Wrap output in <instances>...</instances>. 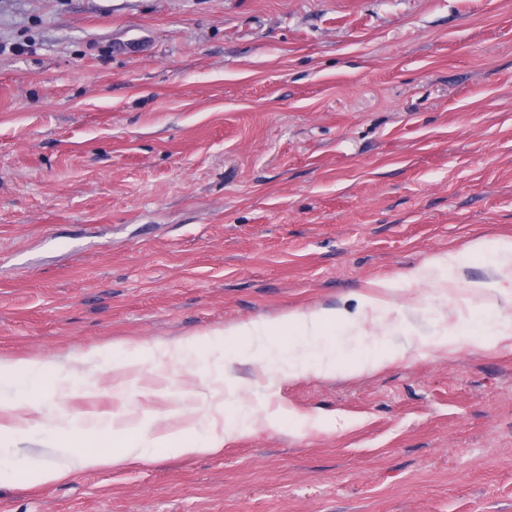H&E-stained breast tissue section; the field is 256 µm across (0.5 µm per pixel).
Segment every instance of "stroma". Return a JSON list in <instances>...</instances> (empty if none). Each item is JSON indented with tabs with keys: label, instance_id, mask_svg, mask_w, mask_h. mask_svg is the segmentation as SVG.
Instances as JSON below:
<instances>
[{
	"label": "stroma",
	"instance_id": "obj_1",
	"mask_svg": "<svg viewBox=\"0 0 512 512\" xmlns=\"http://www.w3.org/2000/svg\"><path fill=\"white\" fill-rule=\"evenodd\" d=\"M480 238L512 241V0H0L1 360L108 366L403 286L326 375L274 343L195 353L244 380L220 454L35 483L56 458L18 435L0 512H512V322L465 288L495 278ZM161 373L91 397L74 375L45 422L194 419Z\"/></svg>",
	"mask_w": 512,
	"mask_h": 512
}]
</instances>
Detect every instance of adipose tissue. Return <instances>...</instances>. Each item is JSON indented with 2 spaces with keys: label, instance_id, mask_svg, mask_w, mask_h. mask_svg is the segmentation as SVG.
I'll return each instance as SVG.
<instances>
[{
  "label": "adipose tissue",
  "instance_id": "ef3b65f1",
  "mask_svg": "<svg viewBox=\"0 0 512 512\" xmlns=\"http://www.w3.org/2000/svg\"><path fill=\"white\" fill-rule=\"evenodd\" d=\"M475 250L489 253L497 269L499 280L475 285L479 294L500 297L502 304L497 314L512 310V290L502 287V278L512 274V244L497 240L480 239L474 244ZM395 286L391 282L380 283L377 292L360 295L356 312L348 313L334 309L320 308L307 312L291 313L280 318L276 324L260 321H242L226 327L224 336L232 338L267 339L284 336L288 339L286 354L292 366L299 372L308 371L322 375L329 373L336 365L334 347L325 345L324 340L335 328H349L360 325L367 311L383 308L386 297ZM160 350L156 347H141L138 354L114 360L111 372H102L95 354H87L81 364L88 378V388H98L106 378H113L118 384H136L143 377V366L154 361ZM71 370L64 363H42L29 361L0 360V446L6 445L16 434L42 428L38 395L45 381L63 379ZM96 428L108 432L114 438L112 458L117 462H146L152 457L153 447H165L180 454H215L223 450L226 431L210 429L198 434L195 422L157 433L152 420L141 424V434L131 438L119 415L99 419ZM84 427L72 423L64 432L71 442L57 448V460L51 469L40 472V480L62 479L68 475L97 467L103 461L97 450L83 446L80 438Z\"/></svg>",
  "mask_w": 512,
  "mask_h": 512
}]
</instances>
